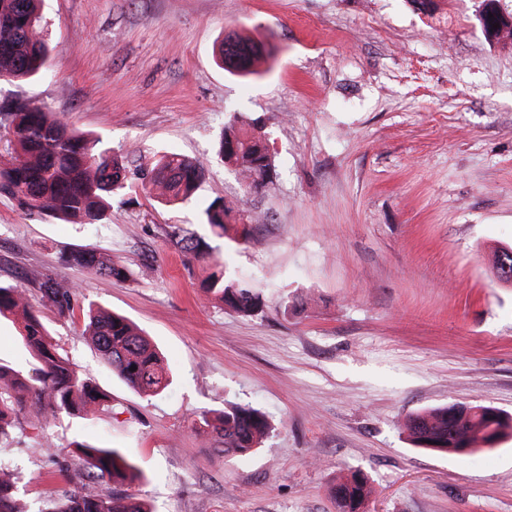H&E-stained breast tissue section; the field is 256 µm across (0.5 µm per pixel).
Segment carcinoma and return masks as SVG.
<instances>
[{"mask_svg":"<svg viewBox=\"0 0 512 512\" xmlns=\"http://www.w3.org/2000/svg\"><path fill=\"white\" fill-rule=\"evenodd\" d=\"M42 0H0V77L27 82L48 71V46L40 31ZM487 39L512 42V16L499 21ZM269 54L265 47L231 31L219 45L217 60L233 75L256 73ZM0 112L9 125L10 152L0 160V194L13 197L29 212L46 214L73 224H104L112 195L124 188L127 168L110 151L49 111L26 101H15ZM224 162L241 177L243 196L273 183L275 163L264 134L237 116L224 128L220 145ZM142 186L165 203L188 198L202 176V167L186 156L165 153L140 169ZM204 223L218 237L227 231V220L241 227L247 240L252 217L244 205L215 201L203 211ZM167 236L186 256L205 262L209 273L203 289L214 300L243 317L263 312L262 292L231 274L224 262L212 255L211 246L187 227L169 226ZM68 266L116 280L128 278L127 267L105 259L93 250L74 249L60 256ZM494 273L512 283V248L498 252ZM41 299L61 316L74 315L76 288L46 277L40 282ZM14 317L22 343L41 367L28 378L0 364V436L18 421L26 405L39 407L48 422L61 413L86 416L105 406L107 395L80 372L68 355L59 351L31 304L26 290L0 284V317ZM83 337L129 387L143 394H158L169 384V369L150 340L125 316L89 306L83 311ZM136 370H131V366ZM195 427L205 440L225 455L252 454L271 430L264 413L250 405L227 404L224 409L203 412ZM405 430L413 445L433 454L467 455L479 444L493 447L512 435V415L491 406L445 405L412 414ZM85 459L87 479L52 512H154L152 504L131 493L105 492L103 486H122L135 481L139 468L119 449L75 443ZM22 475L0 465V512H30L18 494ZM336 512H365L368 481L353 473L333 487Z\"/></svg>","mask_w":512,"mask_h":512,"instance_id":"carcinoma-1","label":"carcinoma"}]
</instances>
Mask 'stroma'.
Segmentation results:
<instances>
[{
    "label": "stroma",
    "mask_w": 512,
    "mask_h": 512,
    "mask_svg": "<svg viewBox=\"0 0 512 512\" xmlns=\"http://www.w3.org/2000/svg\"><path fill=\"white\" fill-rule=\"evenodd\" d=\"M45 0L47 74L0 79V104H42L99 135L128 166L106 223L66 224L0 196V283L24 288L53 340L108 394L107 406L42 423L27 408L0 439L33 512L72 491L40 452L52 439L109 445L156 512H336L354 471L367 512H512V436L469 456L406 438L408 415L444 404L512 415V285L492 271L512 246V45L489 41L480 0ZM270 44L257 73L217 66L229 31ZM262 128L277 176L248 209L247 242L215 237L204 208L242 193L219 155L232 114ZM175 151L198 161L194 197L162 204L135 172ZM202 236L261 289L244 318L201 290L204 268L166 235ZM125 265L117 281L59 262L72 248ZM74 284L75 310L127 316L164 353L169 387L146 396L80 336L81 318L42 302L43 276ZM0 363L38 361L0 320ZM248 403L274 429L253 455L202 447L197 413ZM58 456V457H59Z\"/></svg>",
    "instance_id": "1"
}]
</instances>
